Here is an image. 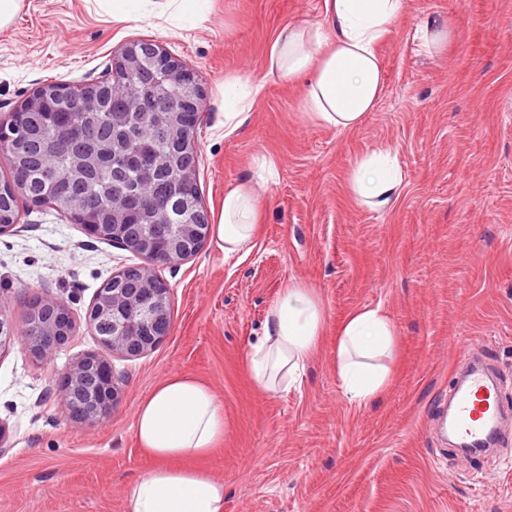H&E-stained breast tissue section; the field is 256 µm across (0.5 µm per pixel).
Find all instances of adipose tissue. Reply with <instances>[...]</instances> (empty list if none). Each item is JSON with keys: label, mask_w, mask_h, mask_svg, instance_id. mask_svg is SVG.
Listing matches in <instances>:
<instances>
[{"label": "adipose tissue", "mask_w": 512, "mask_h": 512, "mask_svg": "<svg viewBox=\"0 0 512 512\" xmlns=\"http://www.w3.org/2000/svg\"><path fill=\"white\" fill-rule=\"evenodd\" d=\"M404 7L403 0H324V20L287 25L276 34L265 61L267 77L300 84L304 115L340 132L356 130L384 93L378 45ZM261 86L237 74L224 80V131L245 123ZM355 200L376 209L401 194L403 177L390 152L358 159L349 173ZM263 200L246 180L224 191L212 239L225 257L251 249L261 232ZM327 311L307 281L293 278L266 312L262 336L252 342L245 366L263 392L289 391L300 381L325 334ZM336 373L353 407L375 404L389 387L397 329L382 307L353 311L336 333ZM135 437L156 465L130 481L128 512H224V482L191 467L224 440V407L199 380L173 375L136 406Z\"/></svg>", "instance_id": "1"}]
</instances>
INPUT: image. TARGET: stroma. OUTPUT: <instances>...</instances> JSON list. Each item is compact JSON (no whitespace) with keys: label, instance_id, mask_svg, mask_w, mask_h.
Wrapping results in <instances>:
<instances>
[{"label":"stroma","instance_id":"35a3bbf8","mask_svg":"<svg viewBox=\"0 0 512 512\" xmlns=\"http://www.w3.org/2000/svg\"><path fill=\"white\" fill-rule=\"evenodd\" d=\"M380 44L385 91L355 131L306 119L301 90L266 78L286 24L321 21L323 0H210L194 24L118 21L97 0H25L0 29V112L41 85L96 80L126 43L151 39L192 69L203 90L196 182L217 217L226 185L255 178L265 206L250 252L225 258L206 242L156 266L170 287L172 330L155 349L114 358L120 400L102 425L68 418L56 379L99 351L87 315L97 289L135 257L89 237L47 207L19 200L0 235V314L27 324L24 288L63 302L70 342L44 364L0 354V512H127L125 487L154 465L134 434L137 402L174 374L209 385L224 405V442L199 465L224 480V512H512V425L495 447L461 454L433 421L467 353L490 358L512 404V0H403ZM451 24L440 52H420L426 23ZM262 82L250 116L224 132V78ZM390 150L404 191L389 209L355 201L354 162ZM291 278L328 311L299 388L256 390L244 370L269 302ZM381 306L399 331L394 378L373 405L346 402L336 329Z\"/></svg>","mask_w":512,"mask_h":512}]
</instances>
